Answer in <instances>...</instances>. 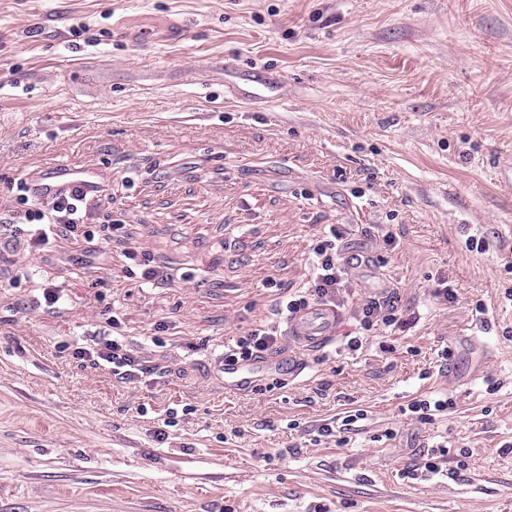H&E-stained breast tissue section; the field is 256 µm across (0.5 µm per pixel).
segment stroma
Here are the masks:
<instances>
[{
	"instance_id": "obj_1",
	"label": "stroma",
	"mask_w": 512,
	"mask_h": 512,
	"mask_svg": "<svg viewBox=\"0 0 512 512\" xmlns=\"http://www.w3.org/2000/svg\"><path fill=\"white\" fill-rule=\"evenodd\" d=\"M55 163L96 172L95 240L35 250L10 218ZM333 228L363 259L333 340L226 387ZM511 291L512 0H0V512H512ZM115 336L143 381L74 355ZM399 301L400 297L393 292L365 299L359 307L362 328L369 331L379 323L387 327L393 325L397 321ZM451 408H453V401L447 397L434 400L428 398L413 400L407 404V408H404V410L405 412L409 411V415L415 417L416 420L431 424L436 417H440ZM363 412L364 411L361 409L347 411V415L342 418L340 426L337 425V427L333 425L335 422L321 424L316 430L317 437L331 438L335 437L337 432L353 435L360 434L362 426L357 424L365 419V414Z\"/></svg>"
}]
</instances>
